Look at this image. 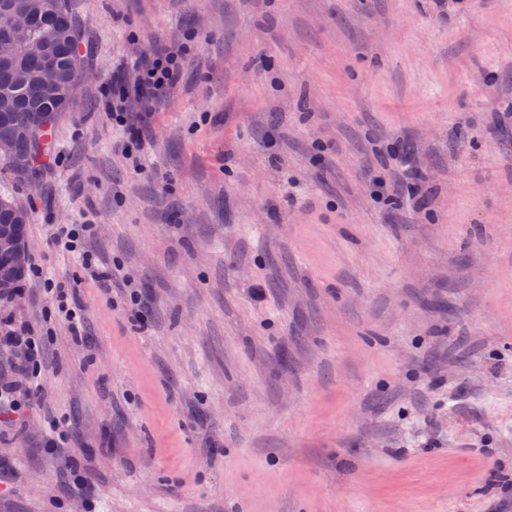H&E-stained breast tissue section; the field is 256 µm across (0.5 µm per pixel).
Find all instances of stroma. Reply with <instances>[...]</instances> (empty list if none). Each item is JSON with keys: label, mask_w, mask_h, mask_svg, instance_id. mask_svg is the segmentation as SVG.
Segmentation results:
<instances>
[{"label": "stroma", "mask_w": 512, "mask_h": 512, "mask_svg": "<svg viewBox=\"0 0 512 512\" xmlns=\"http://www.w3.org/2000/svg\"><path fill=\"white\" fill-rule=\"evenodd\" d=\"M71 2L37 184L0 161V334L47 339L0 512H512V0ZM155 39L189 53L136 170L102 84ZM28 224L29 214L27 209L17 204L12 198L1 196L0 231H11L25 237L27 236ZM0 254L9 255L15 268H26L30 263L32 255L29 239L25 237L19 240L9 234L0 233ZM28 269L29 266L17 279V293H19L24 286Z\"/></svg>", "instance_id": "obj_1"}]
</instances>
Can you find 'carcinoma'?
<instances>
[{
	"label": "carcinoma",
	"mask_w": 512,
	"mask_h": 512,
	"mask_svg": "<svg viewBox=\"0 0 512 512\" xmlns=\"http://www.w3.org/2000/svg\"><path fill=\"white\" fill-rule=\"evenodd\" d=\"M19 8L39 14L34 36L50 45L57 55L58 79L52 90L40 86L41 60L27 53L25 40L10 28L7 16ZM17 43V52L10 59H0V141L14 143L8 164L19 175L31 176L36 166L33 161L41 148V136L56 123L74 98L72 87L79 79L80 25L69 11L67 0H0V40ZM20 128H28L31 135L15 138ZM29 214L13 199L0 197V231L6 230L27 236Z\"/></svg>",
	"instance_id": "1"
}]
</instances>
